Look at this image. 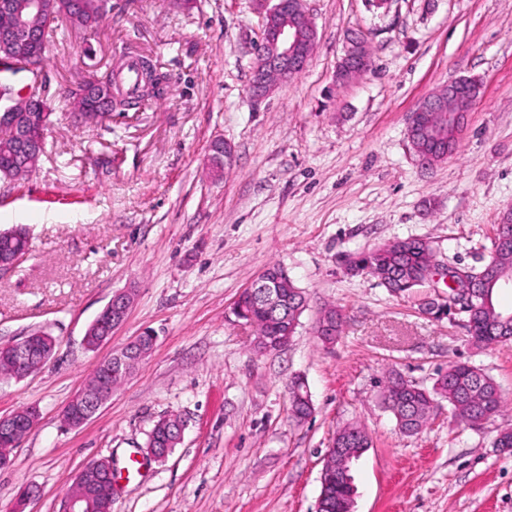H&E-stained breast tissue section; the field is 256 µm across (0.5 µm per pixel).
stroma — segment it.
I'll return each instance as SVG.
<instances>
[{
	"mask_svg": "<svg viewBox=\"0 0 512 512\" xmlns=\"http://www.w3.org/2000/svg\"><path fill=\"white\" fill-rule=\"evenodd\" d=\"M318 32L304 71L266 98L249 97L261 22L252 0H107L93 30L58 18L44 71L53 113L45 152L26 180H0V231L21 225L29 253L0 274V343L45 327L54 358L0 382V415L40 417L0 470V512L35 486L31 512H61L82 464L111 458L112 512H317L323 458L337 428L372 443L354 471V512H512V453L497 434L512 408L482 427L440 407L401 435L381 402L390 371L432 386L450 364L474 365L512 401V342L475 347L461 316L422 310L436 291L396 298L350 258L423 238L438 259L483 266L512 210V0H307ZM364 33L373 68L335 80L348 35ZM169 78L161 100L97 127L60 102L122 56ZM460 78L480 92L454 154L421 169L407 122L429 93ZM235 151L223 178L213 137ZM271 263L307 308L288 346L259 354L233 306ZM135 301L110 345L82 339L112 294ZM343 317L329 346L322 308ZM152 331V354L78 429L60 411L113 349ZM304 376L313 414L288 416L287 384ZM186 423L166 461L147 458L162 417ZM142 459L127 471L129 456ZM233 162V150L222 138H214L209 147L208 166L215 179L222 177L224 170Z\"/></svg>",
	"mask_w": 512,
	"mask_h": 512,
	"instance_id": "stroma-1",
	"label": "stroma"
}]
</instances>
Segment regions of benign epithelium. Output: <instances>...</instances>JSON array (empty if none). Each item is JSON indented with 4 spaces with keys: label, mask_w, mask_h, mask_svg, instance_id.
Listing matches in <instances>:
<instances>
[{
    "label": "benign epithelium",
    "mask_w": 512,
    "mask_h": 512,
    "mask_svg": "<svg viewBox=\"0 0 512 512\" xmlns=\"http://www.w3.org/2000/svg\"><path fill=\"white\" fill-rule=\"evenodd\" d=\"M49 5L46 0H0V16L9 19L5 30L0 32V48L11 49L19 43L33 40L39 26L34 18L43 16ZM256 10L261 16L260 37L254 47L252 77L248 91L256 99L266 97L278 83L291 79L305 69L313 52L317 31L313 18L306 7V0H256ZM364 38L354 36L346 47L345 54L336 70V80L346 81L363 72L368 61ZM463 81H453L425 96L411 113L407 133H412L416 117L421 112H436L445 100H457L462 96ZM21 99H10L0 103V131H9L15 136V149L23 155L30 167H35L40 156L42 128L47 113L45 97L33 94L30 88L20 91ZM96 111L77 112L85 122L92 123L115 110L108 99L95 102ZM233 162V150L222 138L211 141L208 155L210 173L216 179ZM455 275L453 286L462 288L464 302L474 305L480 297L477 281L467 271L443 261H435L431 280L439 281ZM292 280L281 272L275 281L266 280L260 274L248 288L252 295L258 294L269 310L278 308L283 290ZM135 300L133 289L115 292L97 317L88 326L84 335V346L96 351L109 343L115 330L125 321ZM157 337L144 334L125 346L113 351L105 360L112 374L128 376L145 360L156 345ZM12 349L9 375L0 378L22 380L41 370L55 355L58 346L56 337L46 330L29 333L9 343ZM116 385L93 376L89 383L77 392L63 407L61 418L69 428L86 424L108 400ZM39 416L34 405L23 407L10 415L0 416V469L13 462V453L19 443L20 433H28L35 427ZM185 425L177 418H167L161 426L167 443L179 444ZM102 483L103 491L96 495L86 493V487ZM112 463L107 459H95L85 463L72 483L73 493L65 499L63 512H112L114 496Z\"/></svg>",
    "instance_id": "7a95c632"
}]
</instances>
